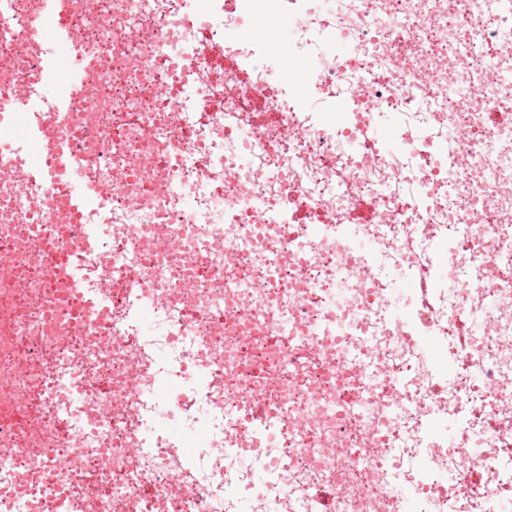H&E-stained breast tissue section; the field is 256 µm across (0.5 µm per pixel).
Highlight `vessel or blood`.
Instances as JSON below:
<instances>
[{
  "mask_svg": "<svg viewBox=\"0 0 512 512\" xmlns=\"http://www.w3.org/2000/svg\"><path fill=\"white\" fill-rule=\"evenodd\" d=\"M68 4L69 0H42V17L52 21L53 26L45 33L47 46L37 62L38 80L21 104L0 109V127L26 119L25 139L11 148V155L29 181L49 195L61 197L77 214L86 211L95 197L87 170L73 157L72 138L63 137L49 144L43 136L45 117L76 112L88 79L85 59L76 50L79 37L64 21ZM65 274L71 291L83 294L88 306H96V298L83 293V267L66 264Z\"/></svg>",
  "mask_w": 512,
  "mask_h": 512,
  "instance_id": "1",
  "label": "vessel or blood"
}]
</instances>
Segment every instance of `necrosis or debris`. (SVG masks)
Instances as JSON below:
<instances>
[{
  "mask_svg": "<svg viewBox=\"0 0 512 512\" xmlns=\"http://www.w3.org/2000/svg\"><path fill=\"white\" fill-rule=\"evenodd\" d=\"M6 2L0 106L44 49L39 0ZM67 21L92 77L46 137L78 135L100 207L68 214L0 151V512H506L512 0H70ZM424 273L428 301L395 299ZM65 274L67 282L70 286V290L78 294L81 297L82 301L86 303L89 307H96L97 299L88 295L83 290V285L86 280L84 268L78 264L68 263L65 265Z\"/></svg>",
  "mask_w": 512,
  "mask_h": 512,
  "instance_id": "necrosis-or-debris-1",
  "label": "necrosis or debris"
}]
</instances>
